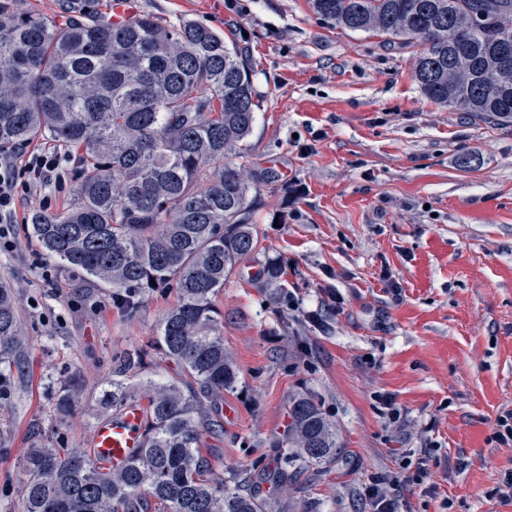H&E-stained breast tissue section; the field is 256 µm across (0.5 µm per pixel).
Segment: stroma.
Listing matches in <instances>:
<instances>
[{"instance_id":"35a3bbf8","label":"stroma","mask_w":512,"mask_h":512,"mask_svg":"<svg viewBox=\"0 0 512 512\" xmlns=\"http://www.w3.org/2000/svg\"><path fill=\"white\" fill-rule=\"evenodd\" d=\"M167 21L193 20L237 42L252 62L256 122L251 170L288 194L260 189L258 243L215 299L239 372L202 430L218 475L274 470L288 402L310 393L335 422L330 467L276 490L293 512H365L362 486L403 473L432 448L435 493L406 490V512H512L496 490L512 445L496 418L512 410V126L430 102L410 47L345 32L308 0H139ZM469 166H461L462 156ZM41 193L20 202L15 246L0 279L16 294L25 336L0 395V512H19L22 460L39 444L91 448L112 411L100 398L127 352L149 349L177 302L157 288L128 312L108 289L72 275L30 241ZM288 266L274 305L254 272ZM85 393L60 419V387ZM402 410L385 424L380 396Z\"/></svg>"}]
</instances>
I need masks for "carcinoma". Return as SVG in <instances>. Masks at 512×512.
<instances>
[{"label": "carcinoma", "instance_id": "carcinoma-1", "mask_svg": "<svg viewBox=\"0 0 512 512\" xmlns=\"http://www.w3.org/2000/svg\"><path fill=\"white\" fill-rule=\"evenodd\" d=\"M309 2L345 31L419 47L413 74L429 100L512 124V68L497 50L512 41V0ZM450 25L466 31L464 42L448 41ZM255 121L245 51L203 23L140 11L115 27L82 10L56 19L0 0V150L48 140L76 159L73 202L34 212L32 238L130 312L155 286L179 296L153 350L181 378L140 380L144 448L121 468L83 448L28 449L20 512H274L258 485L292 486L336 461V424L310 394L290 400L269 473L234 469L223 479L199 448L200 429L214 426L213 398L238 382L214 299L257 242L251 191L259 186L245 176L244 148ZM284 275L270 256L257 273L276 304ZM22 343L13 292L0 283V364ZM83 393L68 380L58 414ZM104 396L114 412L135 401L121 377Z\"/></svg>", "mask_w": 512, "mask_h": 512}]
</instances>
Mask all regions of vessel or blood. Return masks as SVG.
<instances>
[{
    "instance_id": "1",
    "label": "vessel or blood",
    "mask_w": 512,
    "mask_h": 512,
    "mask_svg": "<svg viewBox=\"0 0 512 512\" xmlns=\"http://www.w3.org/2000/svg\"><path fill=\"white\" fill-rule=\"evenodd\" d=\"M143 418L141 405L131 403L112 418L100 422L94 431L93 456L112 467H122L141 446Z\"/></svg>"
}]
</instances>
